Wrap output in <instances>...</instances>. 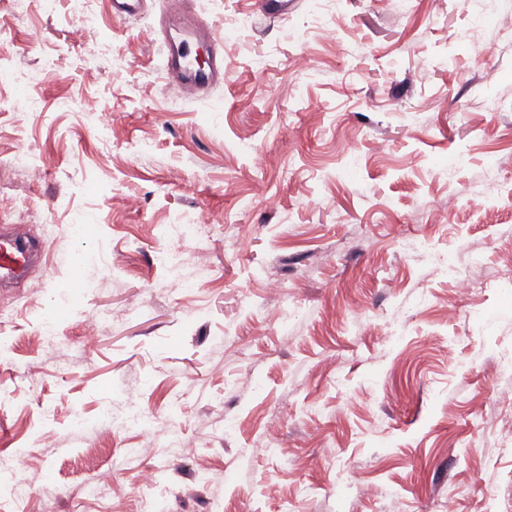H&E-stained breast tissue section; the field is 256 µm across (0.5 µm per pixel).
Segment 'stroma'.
<instances>
[{"instance_id":"1","label":"stroma","mask_w":512,"mask_h":512,"mask_svg":"<svg viewBox=\"0 0 512 512\" xmlns=\"http://www.w3.org/2000/svg\"><path fill=\"white\" fill-rule=\"evenodd\" d=\"M91 7L74 46L75 0H0V226L45 248L0 287V455L28 445L12 470L52 482L54 512H278L271 484L297 512H448L452 488L457 512H512V0H340L335 44L315 0H193L215 35L251 24L223 84L178 101L141 38L162 0L122 24ZM202 213L181 271L200 251L210 275L170 287L160 230ZM71 293L41 335L45 297ZM88 313L112 319L91 350ZM131 404L155 447L100 426ZM172 422L193 445L170 461ZM100 474L111 498L80 495Z\"/></svg>"}]
</instances>
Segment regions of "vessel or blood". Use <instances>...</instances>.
<instances>
[{"instance_id": "obj_1", "label": "vessel or blood", "mask_w": 512, "mask_h": 512, "mask_svg": "<svg viewBox=\"0 0 512 512\" xmlns=\"http://www.w3.org/2000/svg\"><path fill=\"white\" fill-rule=\"evenodd\" d=\"M187 0H167L165 10L182 18V39L173 41L164 35L162 26H154L156 41L164 47L162 68L170 85L184 95L198 97L213 84L224 79V45L194 17L185 15ZM32 244L23 228L0 235V282L26 269Z\"/></svg>"}]
</instances>
